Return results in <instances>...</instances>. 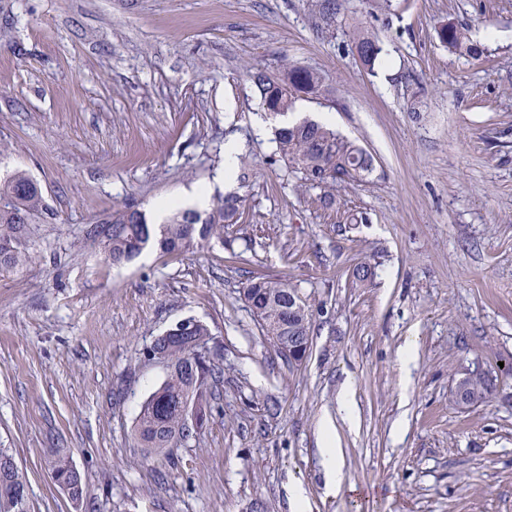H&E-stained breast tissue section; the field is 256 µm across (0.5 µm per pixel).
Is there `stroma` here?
I'll list each match as a JSON object with an SVG mask.
<instances>
[{
  "mask_svg": "<svg viewBox=\"0 0 512 512\" xmlns=\"http://www.w3.org/2000/svg\"><path fill=\"white\" fill-rule=\"evenodd\" d=\"M346 7L328 29L308 0H0V166L50 211L29 262L0 271V448L28 512H293L295 487L308 512H512V0ZM448 20L485 55L449 52ZM354 22L382 48L374 69L351 50ZM286 61L333 88L288 119L329 120L374 159L329 208L268 162L274 123L249 73ZM230 139L246 182L217 178ZM197 184L244 198L223 241L122 266L81 248L125 203L147 211ZM254 276L306 300L302 364L246 308ZM187 318L209 327L221 377L200 433L151 455L134 436L166 377L149 350ZM476 369L493 390L459 408ZM326 424L356 495L325 484ZM53 448L79 470L80 502L52 480Z\"/></svg>",
  "mask_w": 512,
  "mask_h": 512,
  "instance_id": "35a3bbf8",
  "label": "stroma"
}]
</instances>
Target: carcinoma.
<instances>
[{
    "instance_id": "carcinoma-1",
    "label": "carcinoma",
    "mask_w": 512,
    "mask_h": 512,
    "mask_svg": "<svg viewBox=\"0 0 512 512\" xmlns=\"http://www.w3.org/2000/svg\"><path fill=\"white\" fill-rule=\"evenodd\" d=\"M346 0H313L311 7L326 25H331L345 11ZM439 42L452 52L479 58L484 50L471 42L467 31L453 22L437 29ZM353 49L361 64L373 68L381 48L378 40L363 27L353 30ZM267 114L276 118L292 110L301 97L318 98L327 91L326 78L301 66L285 65L274 79L262 70L249 74ZM274 155L285 166L303 175L312 188L334 189L362 180L373 169V157L358 145L338 135L328 126L303 120L274 130ZM244 199L232 194L222 198L206 216L191 210H175L163 224H153L136 205L127 203L112 212L106 223L109 235L100 237L87 229L82 243L100 248L113 264L130 262L148 247L166 253L185 252L214 238L224 239V224L240 215ZM48 215L42 190L23 172L0 171V269H14L29 259L25 244L34 225ZM246 306L261 332L271 342L282 336H309L310 318L305 300L285 280L255 277L243 288ZM209 328L198 323L196 336L155 340L150 348L165 356L167 375L142 404L135 425L141 447L160 454L186 441L202 428L207 419L211 381L217 366L207 356ZM457 389L466 400L477 404L487 399L491 381L486 376L463 379ZM192 403L195 423L187 422L179 409L182 401ZM47 465L58 484L75 486L73 498L83 497V487L76 486L73 464L61 448L50 449ZM27 497L24 476L12 455L0 449V512H17V501Z\"/></svg>"
}]
</instances>
